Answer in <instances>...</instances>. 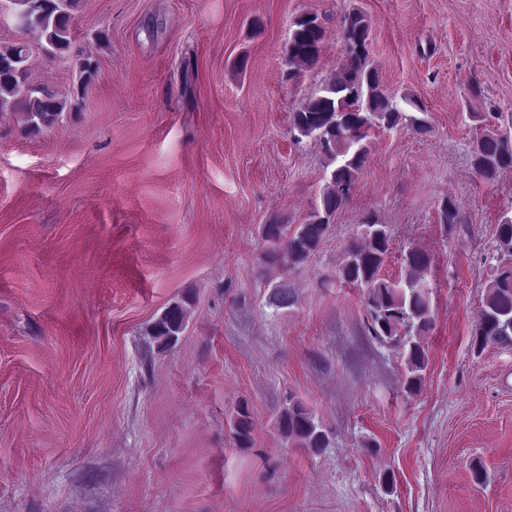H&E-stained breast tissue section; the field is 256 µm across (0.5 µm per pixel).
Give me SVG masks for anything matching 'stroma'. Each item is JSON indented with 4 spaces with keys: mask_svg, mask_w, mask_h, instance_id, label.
<instances>
[{
    "mask_svg": "<svg viewBox=\"0 0 512 512\" xmlns=\"http://www.w3.org/2000/svg\"><path fill=\"white\" fill-rule=\"evenodd\" d=\"M353 10L429 130L375 132L319 250L272 268L262 225L302 223L325 181L291 114L343 62ZM303 15L323 50L290 78ZM74 26L99 64L80 111L31 136L0 114V512H512V347L473 345L512 169L488 184L470 164L477 130L512 134V0H80ZM75 76L32 57L33 83L67 97ZM368 217L392 239L382 276L409 247L432 258L414 394L338 278ZM283 280L299 300L278 309ZM187 295L159 349L149 326ZM290 395L329 448L279 433ZM243 401L248 449L230 434ZM192 304L193 299L190 296H184L168 305L153 321L149 336H152L161 348L167 349L178 342L179 336L185 330Z\"/></svg>",
    "mask_w": 512,
    "mask_h": 512,
    "instance_id": "1",
    "label": "stroma"
}]
</instances>
